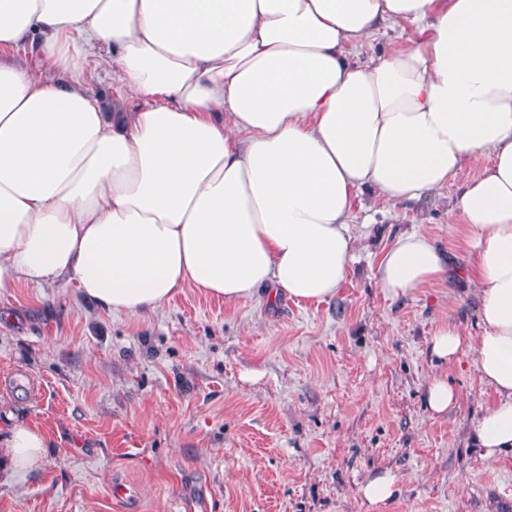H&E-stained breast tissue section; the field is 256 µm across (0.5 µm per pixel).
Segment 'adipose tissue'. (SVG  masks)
Wrapping results in <instances>:
<instances>
[{
    "label": "adipose tissue",
    "mask_w": 512,
    "mask_h": 512,
    "mask_svg": "<svg viewBox=\"0 0 512 512\" xmlns=\"http://www.w3.org/2000/svg\"><path fill=\"white\" fill-rule=\"evenodd\" d=\"M383 24L420 37L353 59ZM21 45L43 67L0 57V293L73 285L131 317L187 288L324 302L346 280L358 190L418 200L489 155L458 202L482 332L445 322L431 342L444 363L474 348L494 396L475 443L512 453V0H0V47ZM93 49L135 111L89 92ZM455 272L416 233L377 267L390 297ZM5 446L42 468L36 428Z\"/></svg>",
    "instance_id": "obj_1"
}]
</instances>
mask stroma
<instances>
[{
    "label": "stroma",
    "instance_id": "35a3bbf8",
    "mask_svg": "<svg viewBox=\"0 0 512 512\" xmlns=\"http://www.w3.org/2000/svg\"><path fill=\"white\" fill-rule=\"evenodd\" d=\"M85 78L107 109L137 108L100 59ZM489 163L473 156L414 203L360 190L354 256L327 302L188 289L136 318L72 286L50 302L23 284L0 295V438L18 421L47 437L40 471L0 463V512H512V454L474 444L493 399L474 350L450 365L430 351L437 324L479 333L474 285L460 273L391 298L376 284L407 232L464 265L472 231L448 215ZM436 374L458 393L441 416L424 400ZM385 470L398 492L370 508L360 487Z\"/></svg>",
    "mask_w": 512,
    "mask_h": 512
}]
</instances>
